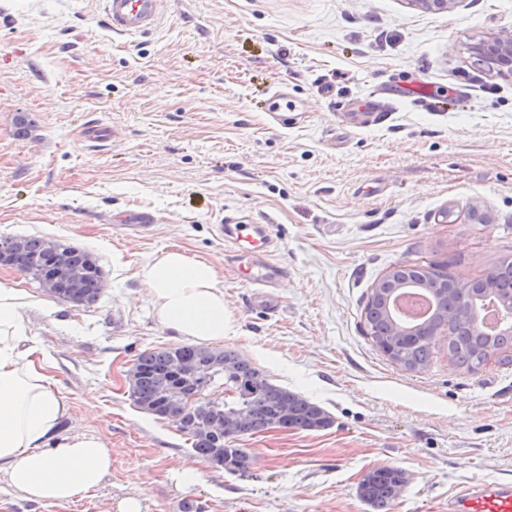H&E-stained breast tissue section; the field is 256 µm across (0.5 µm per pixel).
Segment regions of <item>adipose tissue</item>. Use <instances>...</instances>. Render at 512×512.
Masks as SVG:
<instances>
[{
    "mask_svg": "<svg viewBox=\"0 0 512 512\" xmlns=\"http://www.w3.org/2000/svg\"><path fill=\"white\" fill-rule=\"evenodd\" d=\"M143 277L161 323L193 343L223 341L224 287L212 263L159 251ZM30 301L0 284V473L20 500L58 505L96 490L112 454L93 434L62 435L65 401L50 389L26 320Z\"/></svg>",
    "mask_w": 512,
    "mask_h": 512,
    "instance_id": "adipose-tissue-1",
    "label": "adipose tissue"
}]
</instances>
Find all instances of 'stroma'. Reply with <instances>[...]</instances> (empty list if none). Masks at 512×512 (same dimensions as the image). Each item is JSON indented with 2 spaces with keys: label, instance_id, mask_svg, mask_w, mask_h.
<instances>
[{
  "label": "stroma",
  "instance_id": "35a3bbf8",
  "mask_svg": "<svg viewBox=\"0 0 512 512\" xmlns=\"http://www.w3.org/2000/svg\"><path fill=\"white\" fill-rule=\"evenodd\" d=\"M512 31V0H168L159 28L128 42L96 0H0V239L41 236L93 253L98 304L75 306L15 270L0 283L38 299L28 312L70 417L63 434L100 436L112 472L60 507L0 512H369L363 476L400 468L391 512H448L478 481L512 478V368L489 349L475 370L446 346L411 372L371 340L365 307L403 262L471 281L512 260V79L473 57ZM414 81L451 90L360 123L334 101ZM298 107L267 112L278 85ZM332 87L327 99L323 87ZM96 124L113 140L91 146ZM269 225L288 268L278 309L224 264L214 227ZM211 262L231 326L223 344L274 383L322 407L330 426L236 440L253 459L232 475L193 455L185 434L138 408L124 374L148 348L181 339L142 278L159 251ZM192 466L198 483L174 478Z\"/></svg>",
  "mask_w": 512,
  "mask_h": 512
}]
</instances>
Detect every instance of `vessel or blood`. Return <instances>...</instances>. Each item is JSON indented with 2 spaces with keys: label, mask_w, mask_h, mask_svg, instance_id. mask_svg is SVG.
I'll return each instance as SVG.
<instances>
[{
  "label": "vessel or blood",
  "mask_w": 512,
  "mask_h": 512,
  "mask_svg": "<svg viewBox=\"0 0 512 512\" xmlns=\"http://www.w3.org/2000/svg\"><path fill=\"white\" fill-rule=\"evenodd\" d=\"M107 28L118 37H140L160 24L166 0H99ZM224 261L257 288H270L286 274L273 258L274 241L267 226L219 224ZM448 512H512V480L498 479L463 486L448 498Z\"/></svg>",
  "instance_id": "obj_1"
}]
</instances>
